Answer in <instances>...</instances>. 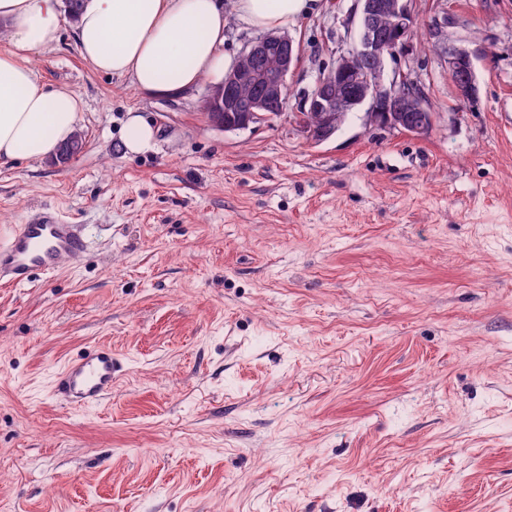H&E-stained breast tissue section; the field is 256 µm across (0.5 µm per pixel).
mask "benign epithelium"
<instances>
[{
	"label": "benign epithelium",
	"instance_id": "1",
	"mask_svg": "<svg viewBox=\"0 0 512 512\" xmlns=\"http://www.w3.org/2000/svg\"><path fill=\"white\" fill-rule=\"evenodd\" d=\"M357 40L352 49L336 57L333 66L318 79L311 94L303 102V110L319 113L315 124L299 118L296 124L306 139L323 143L336 134L343 122L336 120V107L350 112L366 104L369 123L412 135H425L434 124V114L425 110L423 100L403 91L407 75L399 73L385 78L387 61L408 48L405 42L388 39L382 21L401 33L414 29V16L408 0H358ZM448 74L458 97L467 102L478 95L473 58L465 48H446ZM242 63L225 74L224 82L210 89L206 102L212 110L209 120L226 130H243L254 122L281 109L287 87V76L296 59L291 37L283 33L266 34L253 41L241 55ZM368 60L365 67L362 60ZM245 84L256 86L257 93L241 103L232 89ZM238 112L233 123L224 113Z\"/></svg>",
	"mask_w": 512,
	"mask_h": 512
}]
</instances>
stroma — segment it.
Masks as SVG:
<instances>
[{
	"label": "stroma",
	"instance_id": "1",
	"mask_svg": "<svg viewBox=\"0 0 512 512\" xmlns=\"http://www.w3.org/2000/svg\"><path fill=\"white\" fill-rule=\"evenodd\" d=\"M423 136L294 116L351 48L358 0L287 32L288 109L227 132L211 87L93 71L74 23L29 63L79 96L84 150L0 167V244L43 209L80 263L0 284V512H512V0H410ZM475 52L461 102L443 48ZM158 130L126 154L129 113ZM112 348V393L54 373ZM112 348L106 345L81 350L58 370L55 395L74 407L97 404L112 393Z\"/></svg>",
	"mask_w": 512,
	"mask_h": 512
}]
</instances>
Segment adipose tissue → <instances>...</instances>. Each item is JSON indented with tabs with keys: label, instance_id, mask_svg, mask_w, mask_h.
Wrapping results in <instances>:
<instances>
[{
	"label": "adipose tissue",
	"instance_id": "obj_1",
	"mask_svg": "<svg viewBox=\"0 0 512 512\" xmlns=\"http://www.w3.org/2000/svg\"><path fill=\"white\" fill-rule=\"evenodd\" d=\"M314 3L234 0L233 9L245 25L269 31L296 22ZM65 15L63 0H0L9 41L0 51V166L54 156L78 129L81 100L48 89L28 64L59 40ZM75 28L93 70L129 78L145 97L221 82L232 63L222 0H82Z\"/></svg>",
	"mask_w": 512,
	"mask_h": 512
}]
</instances>
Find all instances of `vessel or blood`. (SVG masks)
I'll return each instance as SVG.
<instances>
[{
	"instance_id": "vessel-or-blood-1",
	"label": "vessel or blood",
	"mask_w": 512,
	"mask_h": 512,
	"mask_svg": "<svg viewBox=\"0 0 512 512\" xmlns=\"http://www.w3.org/2000/svg\"><path fill=\"white\" fill-rule=\"evenodd\" d=\"M83 251L84 243L73 225L47 213L36 216L0 247V281L25 283L33 272H54L63 260H78ZM112 369L111 347L83 349L56 373L54 393L74 407L95 405L112 392Z\"/></svg>"
}]
</instances>
